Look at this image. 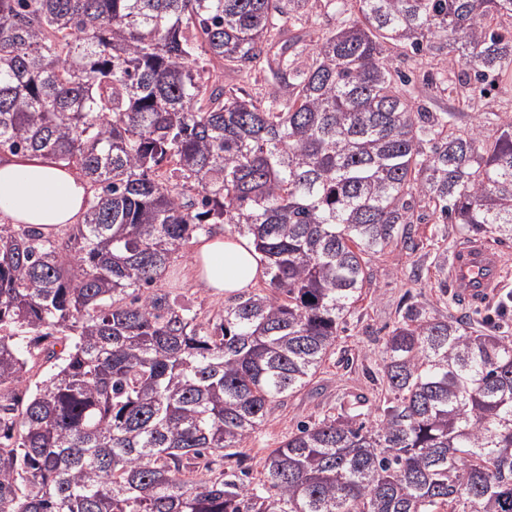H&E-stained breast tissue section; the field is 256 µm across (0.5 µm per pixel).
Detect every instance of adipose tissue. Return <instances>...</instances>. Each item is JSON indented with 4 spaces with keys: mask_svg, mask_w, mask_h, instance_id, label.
I'll use <instances>...</instances> for the list:
<instances>
[{
    "mask_svg": "<svg viewBox=\"0 0 512 512\" xmlns=\"http://www.w3.org/2000/svg\"><path fill=\"white\" fill-rule=\"evenodd\" d=\"M85 178L31 154L0 160V217L43 230L78 223L85 211ZM195 282L215 295L253 288L264 276L251 237L201 238L193 252Z\"/></svg>",
    "mask_w": 512,
    "mask_h": 512,
    "instance_id": "1",
    "label": "adipose tissue"
}]
</instances>
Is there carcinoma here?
Instances as JSON below:
<instances>
[{
  "label": "carcinoma",
  "mask_w": 512,
  "mask_h": 512,
  "mask_svg": "<svg viewBox=\"0 0 512 512\" xmlns=\"http://www.w3.org/2000/svg\"><path fill=\"white\" fill-rule=\"evenodd\" d=\"M336 25L310 29L312 16ZM512 0H0V152L98 186L60 235L0 224V512H512V339L410 304L385 389L224 468L310 382L416 206L512 240ZM216 60L273 88L224 84ZM231 224L268 287L201 320L172 255ZM53 364L31 384L37 356ZM432 57H434V55L431 54L422 56H415L412 54L404 55L400 50H397L388 55L387 63L393 70L396 69L405 73L412 71L415 75V79L419 82L423 78V75H431L437 71V59L441 58V56L436 57L435 61H432ZM417 103L429 110L456 112V125L458 127H468L476 117L481 118L482 121H485L487 129L493 133L497 130L500 122L496 120L497 117L494 114L503 118H505V115H512V90L504 88L500 82H495L488 94L485 97L477 98L474 109H470L459 106L457 101L453 99H448L447 94L439 93L434 84L433 86L419 84V100ZM489 121L493 124L488 123Z\"/></svg>",
  "instance_id": "1"
}]
</instances>
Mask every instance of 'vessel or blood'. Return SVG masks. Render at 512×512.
<instances>
[{
  "mask_svg": "<svg viewBox=\"0 0 512 512\" xmlns=\"http://www.w3.org/2000/svg\"><path fill=\"white\" fill-rule=\"evenodd\" d=\"M504 260L498 252L478 242L459 247L451 265V284L454 294L479 302L499 287Z\"/></svg>",
  "mask_w": 512,
  "mask_h": 512,
  "instance_id": "vessel-or-blood-1",
  "label": "vessel or blood"
}]
</instances>
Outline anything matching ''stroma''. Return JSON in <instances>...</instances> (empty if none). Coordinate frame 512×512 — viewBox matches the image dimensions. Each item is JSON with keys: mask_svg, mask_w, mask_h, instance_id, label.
Instances as JSON below:
<instances>
[{"mask_svg": "<svg viewBox=\"0 0 512 512\" xmlns=\"http://www.w3.org/2000/svg\"><path fill=\"white\" fill-rule=\"evenodd\" d=\"M418 103L432 110L454 112L457 126L466 127L477 118L489 122L497 115H512V90L494 84L470 109L425 84L419 88ZM411 237L413 249L395 244L384 255L370 259L365 293L348 317L335 349L310 383L276 405L256 438L243 447L244 465L251 477H261L265 456L299 422L321 418L330 407L353 402L356 397L371 400L377 396L381 385L371 380L368 370L380 363L384 340L404 304L423 305L438 317L479 320L496 332L512 336V241L498 246L507 261L502 288L488 302L478 304L447 296L445 276L438 269L437 254L455 250L465 240L458 225L435 224L427 219L412 224ZM192 250L188 244L175 255L167 285L188 300L200 319H212L222 310L225 300L194 285L188 266Z\"/></svg>", "mask_w": 512, "mask_h": 512, "instance_id": "35a3bbf8", "label": "stroma"}]
</instances>
